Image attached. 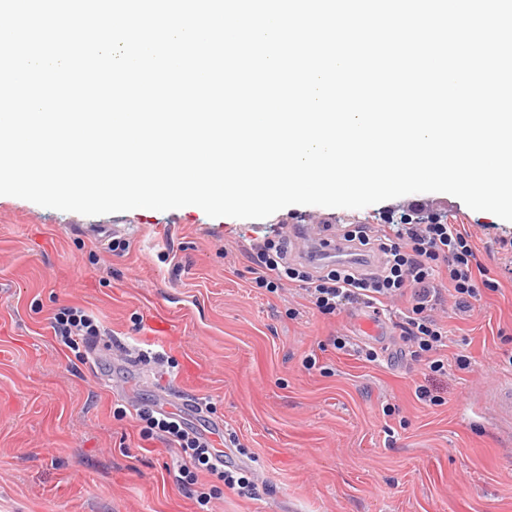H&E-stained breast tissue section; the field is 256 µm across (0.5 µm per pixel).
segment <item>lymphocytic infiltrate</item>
<instances>
[{"label":"lymphocytic infiltrate","mask_w":512,"mask_h":512,"mask_svg":"<svg viewBox=\"0 0 512 512\" xmlns=\"http://www.w3.org/2000/svg\"><path fill=\"white\" fill-rule=\"evenodd\" d=\"M343 240L350 252L348 259L303 262L289 260L288 238L264 240L256 247V287L274 293L284 283L300 284L306 300L324 315H338L360 304L380 312L396 298L409 297L410 307L399 328L410 357L425 362L431 372L447 373L448 362L439 350L448 332L434 317L442 303L441 285L451 288L454 307L461 313L475 309L483 290L498 287L470 235L456 225L433 220L426 224H353ZM51 327L56 340L74 351L90 348L101 334L93 316L71 307L55 314ZM136 418L145 437L179 449L178 477L192 484L190 496L198 504L208 501L207 492L197 487L203 474L217 476L239 495H254L251 472L219 467L216 449L205 431L151 405L139 408Z\"/></svg>","instance_id":"f902f5d3"}]
</instances>
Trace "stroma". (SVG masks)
I'll list each match as a JSON object with an SVG mask.
<instances>
[{
	"mask_svg": "<svg viewBox=\"0 0 512 512\" xmlns=\"http://www.w3.org/2000/svg\"><path fill=\"white\" fill-rule=\"evenodd\" d=\"M409 214L471 234L500 283L471 314L446 304L447 375L402 355L406 300L368 341L355 323L361 308L325 316L298 284L271 294L252 283V244L291 225L398 224ZM112 224L126 250L98 236ZM66 307L94 313L113 349L133 354L152 343L154 314L168 311L167 362L147 364L138 381L106 356L83 358L53 335ZM338 332L379 361L327 347ZM460 354L468 368L457 367ZM507 374L512 222L452 195L292 205L265 219L187 206L84 216L0 196V512H512V439L471 410ZM420 385L438 404L417 398ZM179 390L205 407L192 424L240 443L258 474L255 496L214 478L198 505L175 478L176 450L141 438L135 409ZM119 404L125 415H114Z\"/></svg>",
	"mask_w": 512,
	"mask_h": 512,
	"instance_id": "obj_1",
	"label": "stroma"
}]
</instances>
